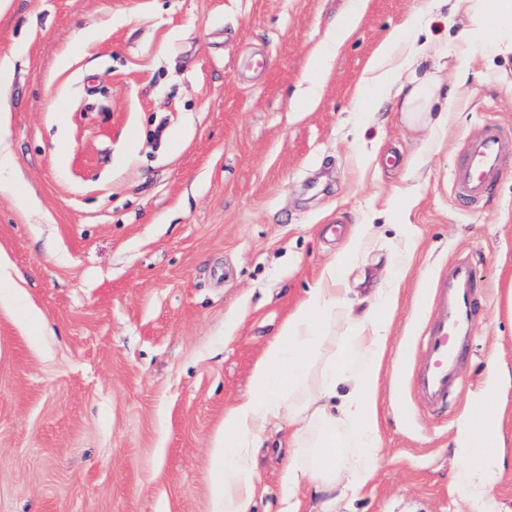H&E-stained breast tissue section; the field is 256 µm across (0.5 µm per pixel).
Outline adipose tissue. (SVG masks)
I'll return each mask as SVG.
<instances>
[{"instance_id":"obj_1","label":"adipose tissue","mask_w":512,"mask_h":512,"mask_svg":"<svg viewBox=\"0 0 512 512\" xmlns=\"http://www.w3.org/2000/svg\"><path fill=\"white\" fill-rule=\"evenodd\" d=\"M467 20L462 42L494 40L497 51L512 54V0H432ZM407 26L393 29L365 70L363 88L395 90L407 124L427 129L429 142L445 132L452 99L459 87L441 92L431 74L417 75L426 59L445 56L442 47L407 39ZM367 225H355L343 248L322 270L315 288L281 326L251 372V394L224 411V426L212 444L213 512H252L259 486L256 448L271 425L289 429V463L282 476L288 512H299L295 491L309 482L315 493L335 505L337 496L354 497L373 477L381 446L378 398L381 369L391 328L400 306V283L409 272L416 247L407 239L394 275L383 279L362 310L349 299L348 264L361 252ZM352 325L333 336L337 311ZM493 381L479 392L456 438L462 465L454 485L470 512H497L493 488L502 469L498 430L506 412L500 386L512 372L493 360Z\"/></svg>"}]
</instances>
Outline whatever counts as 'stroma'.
<instances>
[{"label":"stroma","instance_id":"1","mask_svg":"<svg viewBox=\"0 0 512 512\" xmlns=\"http://www.w3.org/2000/svg\"><path fill=\"white\" fill-rule=\"evenodd\" d=\"M353 0H9L0 88L13 168L0 175V512H213L211 445L226 407L346 239L368 296L413 225L378 400L379 466L336 512H467L453 441L496 342L512 364V161L478 206L450 168L487 121L512 127V57L426 61L442 88L468 69L439 149L394 97L356 98L381 40L429 0H368L321 70ZM321 84L318 104L300 92ZM485 287L464 385L440 414L403 373L457 257ZM286 431L260 449L254 512H283Z\"/></svg>","mask_w":512,"mask_h":512}]
</instances>
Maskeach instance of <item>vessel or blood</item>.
I'll use <instances>...</instances> for the list:
<instances>
[{
    "instance_id": "obj_1",
    "label": "vessel or blood",
    "mask_w": 512,
    "mask_h": 512,
    "mask_svg": "<svg viewBox=\"0 0 512 512\" xmlns=\"http://www.w3.org/2000/svg\"><path fill=\"white\" fill-rule=\"evenodd\" d=\"M502 125L486 124L467 144L466 157L452 169L456 199L465 204L483 201L506 159ZM436 318L420 338L422 358L413 373L418 400L427 408H443L448 393L461 383L460 361L473 334L474 320L482 307L474 270L457 258L439 274L434 287Z\"/></svg>"
}]
</instances>
